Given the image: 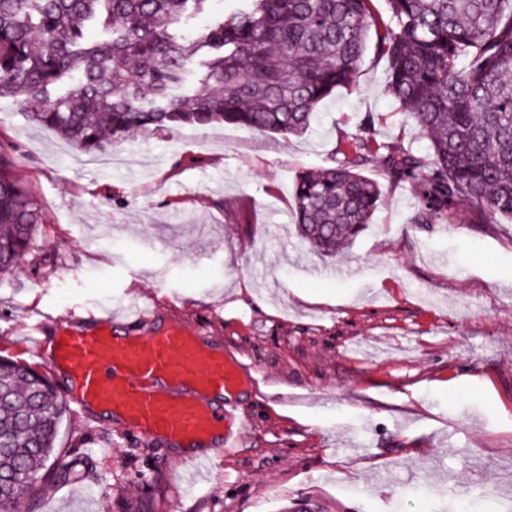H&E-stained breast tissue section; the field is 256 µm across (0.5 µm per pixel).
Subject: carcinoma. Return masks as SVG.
Masks as SVG:
<instances>
[{
  "label": "carcinoma",
  "mask_w": 512,
  "mask_h": 512,
  "mask_svg": "<svg viewBox=\"0 0 512 512\" xmlns=\"http://www.w3.org/2000/svg\"><path fill=\"white\" fill-rule=\"evenodd\" d=\"M210 0H0V97L34 103L28 119L81 152L146 129L229 123L304 133L320 103L348 87L372 25L370 0H238L197 31ZM376 48L386 94L430 140L390 151L391 177L414 185V223L439 224L461 201L512 219V0H387ZM100 38L89 45L85 31ZM202 90L195 92L192 81ZM294 183L293 222L314 252L350 246L383 202L363 167L385 145ZM39 210L0 151V274L31 248ZM69 407L49 377L0 357V512L50 483L77 482L57 439Z\"/></svg>",
  "instance_id": "obj_1"
}]
</instances>
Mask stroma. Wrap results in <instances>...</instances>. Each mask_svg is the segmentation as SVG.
<instances>
[{"label":"stroma","instance_id":"stroma-1","mask_svg":"<svg viewBox=\"0 0 512 512\" xmlns=\"http://www.w3.org/2000/svg\"><path fill=\"white\" fill-rule=\"evenodd\" d=\"M368 42L355 81L283 137L232 124L147 130L80 164L53 131L0 98V147L42 215L31 250L0 276V355L46 367L26 336L129 301L147 336L172 317L223 338L258 378L236 399L249 443L193 475L174 449L117 435L71 405L58 443L85 480L48 487L36 512H463L512 506V220L471 223L459 203L417 224L412 184L383 187L353 244L314 254L292 226L301 171L332 166L371 122L380 142L426 153L386 95Z\"/></svg>","mask_w":512,"mask_h":512}]
</instances>
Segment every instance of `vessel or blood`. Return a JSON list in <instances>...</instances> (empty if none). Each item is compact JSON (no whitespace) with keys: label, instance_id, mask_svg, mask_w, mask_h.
Here are the masks:
<instances>
[{"label":"vessel or blood","instance_id":"obj_1","mask_svg":"<svg viewBox=\"0 0 512 512\" xmlns=\"http://www.w3.org/2000/svg\"><path fill=\"white\" fill-rule=\"evenodd\" d=\"M59 339L49 365L65 376L69 397L108 413L119 430L185 450L197 467L245 443L248 429L230 411L253 383L251 369L198 331L175 322L131 336L100 317L91 330L67 328Z\"/></svg>","mask_w":512,"mask_h":512}]
</instances>
